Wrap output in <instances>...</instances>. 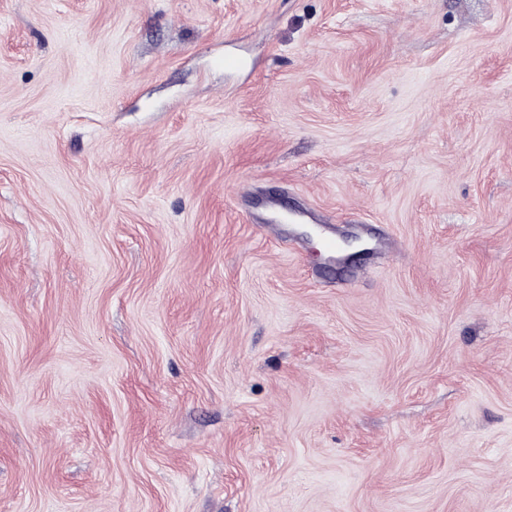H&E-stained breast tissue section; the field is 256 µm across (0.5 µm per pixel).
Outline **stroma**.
<instances>
[{
  "instance_id": "1",
  "label": "stroma",
  "mask_w": 512,
  "mask_h": 512,
  "mask_svg": "<svg viewBox=\"0 0 512 512\" xmlns=\"http://www.w3.org/2000/svg\"><path fill=\"white\" fill-rule=\"evenodd\" d=\"M0 512H512V0H0Z\"/></svg>"
}]
</instances>
